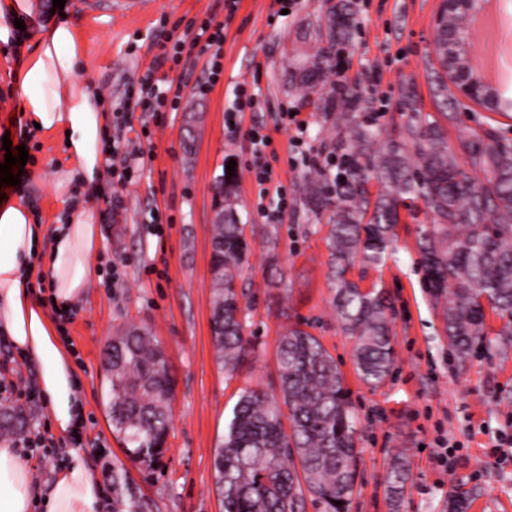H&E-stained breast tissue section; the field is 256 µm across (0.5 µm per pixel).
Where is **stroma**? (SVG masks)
<instances>
[{"label":"stroma","mask_w":512,"mask_h":512,"mask_svg":"<svg viewBox=\"0 0 512 512\" xmlns=\"http://www.w3.org/2000/svg\"><path fill=\"white\" fill-rule=\"evenodd\" d=\"M82 0H66L64 15L78 20L84 47L79 79L113 110L129 83L149 67L156 36L191 42L195 27L213 17L228 20L221 51L222 72L207 82L211 51L193 47L180 63H166L173 85L182 89L179 111L156 120L149 112L130 113L134 130H148L152 149L143 171L124 188L102 176L97 191L71 186L69 199L80 200L99 227V269L71 310L59 336L70 353L84 397L80 440L55 434L51 461L27 457L32 494L46 499L58 471L72 454L81 455L105 496L97 512H112V472L125 468L126 482L140 512H221L214 481L213 456L226 431L238 394L278 381L277 340L289 322L301 323L335 357L344 374L357 419L360 450L358 478L349 512H512V352H479L465 365L454 364L442 323L417 265L419 223L402 216L396 247L384 262L364 270V286L388 292L393 310L396 362L390 377L366 385L352 364V341L340 329L332 304V269L325 231L308 221L298 185L307 168L301 150L329 155L334 131L322 113L303 104L290 90L286 68L305 49L307 20L321 11L322 0H297L293 15L277 16L275 0H240L226 19L224 0H151L147 17H125L102 7L84 13ZM35 9L16 39L0 44V134L21 92L13 81L38 36L54 20L53 0H33ZM356 25L342 52L344 74L357 81L378 125L402 123L399 88L417 87L423 112L435 113L430 74L432 22L439 0H353ZM261 89L258 111L240 113V134L224 127V110L237 82ZM203 93H193L198 82ZM297 106L307 124L304 134L276 129V113ZM264 127L273 140L263 158L288 189L281 223L267 224L255 210L257 188L237 173V217L251 244L244 286L250 302L248 335L255 358L234 378L220 368L210 335L211 229L215 218L213 185L225 160L244 165L252 152L244 132ZM493 128L512 138V116L471 105L448 127L457 145L469 129ZM29 158L19 187L31 203L37 223L52 229L64 215L56 184L65 170L63 146L56 136L28 132ZM122 195L113 208V195ZM158 209L162 222L151 225ZM150 329L165 350L175 382L171 429L160 462L146 468L129 463L112 433L106 411L104 356L117 330ZM404 449L410 480L404 499L386 495L394 449Z\"/></svg>","instance_id":"35a3bbf8"}]
</instances>
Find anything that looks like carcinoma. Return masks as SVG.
Segmentation results:
<instances>
[{
    "label": "carcinoma",
    "mask_w": 512,
    "mask_h": 512,
    "mask_svg": "<svg viewBox=\"0 0 512 512\" xmlns=\"http://www.w3.org/2000/svg\"><path fill=\"white\" fill-rule=\"evenodd\" d=\"M352 0H334L308 23L317 46L289 61L291 88L331 121L337 173L322 168L303 176L299 196L306 216L327 218V247L335 269L334 305L344 334L353 340L355 372L370 386L382 384L394 365L390 301L377 288L347 278L356 262L381 264L394 242L400 210L417 216L419 263L425 288L440 307L443 335L458 364L477 348H512V139L473 129L448 144L445 123L457 120L458 100L448 82H468L457 69L434 80L442 119L419 107L415 85L401 88L398 109L407 119L390 130L366 115L359 86L335 80L336 46L352 39ZM477 101L494 112H512V97L481 92ZM236 176L224 171L215 187L230 218L212 229V263L224 275L213 289L211 323L219 365L228 377L255 352L246 336L245 292L238 281L250 253L244 225L233 215ZM503 321L489 337L486 311ZM112 377L107 411L112 433L129 460L150 467L160 459L170 426L168 391L174 380L165 352L148 331L132 326L112 337ZM277 393L242 390L214 456L215 486L224 512H306L307 501L324 512H347L357 479L355 417L344 375L320 339L298 325L278 339ZM0 437L27 426L21 409L0 414ZM410 477L398 452L387 477L391 499L404 497ZM125 476H112V512H138L122 496ZM341 505H336V502Z\"/></svg>",
    "instance_id": "carcinoma-1"
}]
</instances>
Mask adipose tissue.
<instances>
[{
    "mask_svg": "<svg viewBox=\"0 0 512 512\" xmlns=\"http://www.w3.org/2000/svg\"><path fill=\"white\" fill-rule=\"evenodd\" d=\"M77 28L73 18L54 22L40 35L25 70L14 81L28 122L66 141L68 180L89 188L101 177L107 117L99 99L74 77L83 55ZM98 243V226L88 212L73 211L67 223L48 236L24 199L0 208V332L39 363V386L61 433L77 429L83 400L73 363L29 283V263L43 257L50 297L57 308L70 307L96 275ZM31 483L32 474L16 450L0 446V512H30ZM101 496L100 484L75 453L49 492L48 512H96Z\"/></svg>",
    "mask_w": 512,
    "mask_h": 512,
    "instance_id": "obj_1",
    "label": "adipose tissue"
}]
</instances>
